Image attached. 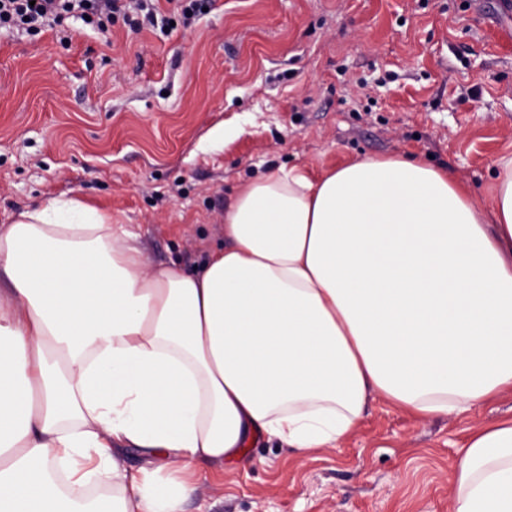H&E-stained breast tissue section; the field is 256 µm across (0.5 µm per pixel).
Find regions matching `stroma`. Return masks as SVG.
<instances>
[{"label":"stroma","mask_w":512,"mask_h":512,"mask_svg":"<svg viewBox=\"0 0 512 512\" xmlns=\"http://www.w3.org/2000/svg\"><path fill=\"white\" fill-rule=\"evenodd\" d=\"M500 0H213L166 30L69 17L0 36V224L66 193L140 236L155 266L200 264L247 177L414 153L490 213L512 155V15ZM512 391L428 419L369 401L337 448L279 441L204 464L184 512H454L471 431Z\"/></svg>","instance_id":"stroma-1"}]
</instances>
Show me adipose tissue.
Listing matches in <instances>:
<instances>
[{
  "instance_id": "obj_1",
  "label": "adipose tissue",
  "mask_w": 512,
  "mask_h": 512,
  "mask_svg": "<svg viewBox=\"0 0 512 512\" xmlns=\"http://www.w3.org/2000/svg\"><path fill=\"white\" fill-rule=\"evenodd\" d=\"M493 219L414 159L248 179L200 266L149 264L60 195L0 225V512H183L203 463L338 447L371 396L427 418L512 390V157ZM144 464L130 471L119 451ZM455 512H512V422L473 432Z\"/></svg>"
}]
</instances>
